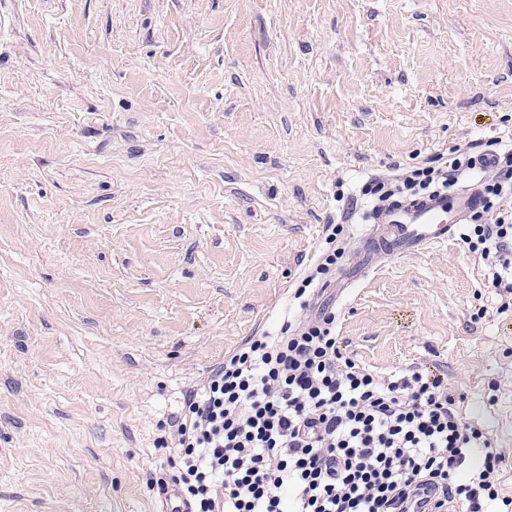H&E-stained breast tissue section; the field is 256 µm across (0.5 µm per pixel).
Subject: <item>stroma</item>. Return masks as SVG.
I'll return each mask as SVG.
<instances>
[{"label":"stroma","instance_id":"35a3bbf8","mask_svg":"<svg viewBox=\"0 0 512 512\" xmlns=\"http://www.w3.org/2000/svg\"><path fill=\"white\" fill-rule=\"evenodd\" d=\"M497 141L512 0H0V512H155L160 423L339 278L369 184ZM489 273L462 239L388 259L337 332L512 448Z\"/></svg>","mask_w":512,"mask_h":512}]
</instances>
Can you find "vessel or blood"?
<instances>
[{
	"label": "vessel or blood",
	"instance_id": "obj_1",
	"mask_svg": "<svg viewBox=\"0 0 512 512\" xmlns=\"http://www.w3.org/2000/svg\"><path fill=\"white\" fill-rule=\"evenodd\" d=\"M483 205L484 196L476 188L395 201L379 211L362 233L359 253L344 274L346 285H354L385 259L417 255L436 243L454 240L462 224Z\"/></svg>",
	"mask_w": 512,
	"mask_h": 512
}]
</instances>
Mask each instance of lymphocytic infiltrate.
<instances>
[{
	"label": "lymphocytic infiltrate",
	"instance_id": "1",
	"mask_svg": "<svg viewBox=\"0 0 512 512\" xmlns=\"http://www.w3.org/2000/svg\"><path fill=\"white\" fill-rule=\"evenodd\" d=\"M512 295V211L475 228ZM251 337L187 391L157 450L188 512H512V450L464 418L444 374L381 377L347 355L328 306Z\"/></svg>",
	"mask_w": 512,
	"mask_h": 512
}]
</instances>
